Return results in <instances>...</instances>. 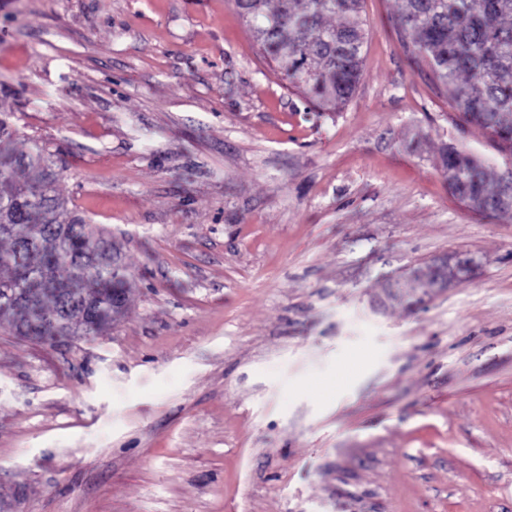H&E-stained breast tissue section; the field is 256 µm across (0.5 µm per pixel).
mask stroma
Returning <instances> with one entry per match:
<instances>
[{
  "label": "stroma",
  "instance_id": "obj_1",
  "mask_svg": "<svg viewBox=\"0 0 512 512\" xmlns=\"http://www.w3.org/2000/svg\"><path fill=\"white\" fill-rule=\"evenodd\" d=\"M361 0L357 90L287 89L234 0H0V108L129 286L100 335L0 324V512H512V163ZM463 282L409 288L440 255ZM441 165L448 175L451 191L475 212L512 217V212L509 214L502 210L503 184L512 181V172L509 174L508 169L498 174L491 173L480 157L453 145L442 148Z\"/></svg>",
  "mask_w": 512,
  "mask_h": 512
}]
</instances>
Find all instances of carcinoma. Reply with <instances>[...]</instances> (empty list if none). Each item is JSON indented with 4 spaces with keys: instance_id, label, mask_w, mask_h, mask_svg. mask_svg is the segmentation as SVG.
<instances>
[{
    "instance_id": "1",
    "label": "carcinoma",
    "mask_w": 512,
    "mask_h": 512,
    "mask_svg": "<svg viewBox=\"0 0 512 512\" xmlns=\"http://www.w3.org/2000/svg\"><path fill=\"white\" fill-rule=\"evenodd\" d=\"M235 0L255 39L289 87L320 112L341 111L360 81L366 29L360 0ZM397 30L415 60L430 68L437 87L464 120L491 134L512 155V0H400ZM18 130L0 112V211L13 221L0 234V320L15 335L80 336L94 305L100 330L122 313L128 288L112 237L74 211L58 192L59 173L46 148L31 141L15 153ZM441 165L451 191L478 213L505 216L503 184L478 156L446 145ZM49 276L51 287H17L18 270Z\"/></svg>"
}]
</instances>
